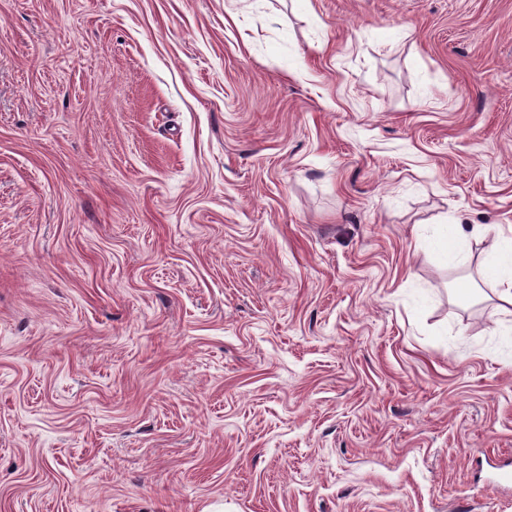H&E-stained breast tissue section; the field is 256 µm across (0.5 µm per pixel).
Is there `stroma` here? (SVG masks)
<instances>
[{
  "label": "stroma",
  "mask_w": 512,
  "mask_h": 512,
  "mask_svg": "<svg viewBox=\"0 0 512 512\" xmlns=\"http://www.w3.org/2000/svg\"><path fill=\"white\" fill-rule=\"evenodd\" d=\"M224 3L0 0V512H512V0ZM466 237L461 224H440L428 242L435 257L447 266L448 244H457L460 249ZM498 226L500 225H485L476 231L479 232L484 239L490 236L491 232L494 233L491 245L486 251V260L483 270L492 274L495 284L492 289L498 301L502 303L500 307L512 314V310L509 309L512 307L511 238H504ZM506 253L510 256V264L507 269L503 268L502 265V258Z\"/></svg>",
  "instance_id": "stroma-1"
}]
</instances>
